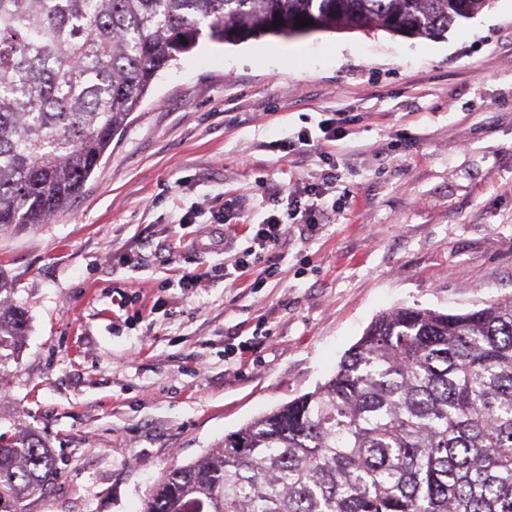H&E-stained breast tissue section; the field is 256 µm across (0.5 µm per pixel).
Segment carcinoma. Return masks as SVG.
<instances>
[{
	"instance_id": "cac0c4a2",
	"label": "carcinoma",
	"mask_w": 512,
	"mask_h": 512,
	"mask_svg": "<svg viewBox=\"0 0 512 512\" xmlns=\"http://www.w3.org/2000/svg\"><path fill=\"white\" fill-rule=\"evenodd\" d=\"M488 3L0 0V230L68 210L159 72L202 38H430ZM12 291L0 269V366L28 330ZM57 474L44 438L0 433V512ZM142 512H512V295L377 316L327 382L167 471Z\"/></svg>"
}]
</instances>
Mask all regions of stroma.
<instances>
[{"label":"stroma","mask_w":512,"mask_h":512,"mask_svg":"<svg viewBox=\"0 0 512 512\" xmlns=\"http://www.w3.org/2000/svg\"><path fill=\"white\" fill-rule=\"evenodd\" d=\"M282 43L200 40L67 211L0 233L30 320L0 432L40 434L59 471L21 512H141L165 470L324 384L380 313L512 294V0L438 38L315 32L261 61ZM331 168L344 213L314 206L260 287L226 280L249 225Z\"/></svg>","instance_id":"1"}]
</instances>
